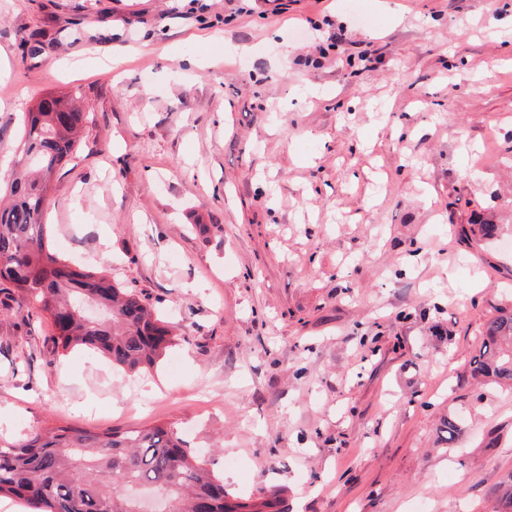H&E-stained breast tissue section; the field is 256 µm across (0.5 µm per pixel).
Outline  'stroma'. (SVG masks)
Segmentation results:
<instances>
[{"label":"stroma","mask_w":512,"mask_h":512,"mask_svg":"<svg viewBox=\"0 0 512 512\" xmlns=\"http://www.w3.org/2000/svg\"><path fill=\"white\" fill-rule=\"evenodd\" d=\"M283 2L0 0V167L78 96L50 244L182 337L129 375L1 292L0 439L164 424L284 512H500L512 386L469 361L512 309V0Z\"/></svg>","instance_id":"obj_1"}]
</instances>
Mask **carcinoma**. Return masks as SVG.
I'll use <instances>...</instances> for the list:
<instances>
[{
    "mask_svg": "<svg viewBox=\"0 0 512 512\" xmlns=\"http://www.w3.org/2000/svg\"><path fill=\"white\" fill-rule=\"evenodd\" d=\"M85 113L64 97L44 96L24 122L21 156L0 206V286L32 296L51 319L54 354L78 346L135 373L154 368L176 345V327L154 316L146 295L106 275L76 269L49 247L42 222L49 178L77 147ZM473 373L512 383V313L487 321ZM143 486L164 497L168 512H282L283 491L243 501L224 489L204 461L168 426L91 432L52 425L27 440L0 441V498L28 512H143L130 493ZM512 512V474L493 489Z\"/></svg>",
    "mask_w": 512,
    "mask_h": 512,
    "instance_id": "obj_1",
    "label": "carcinoma"
}]
</instances>
